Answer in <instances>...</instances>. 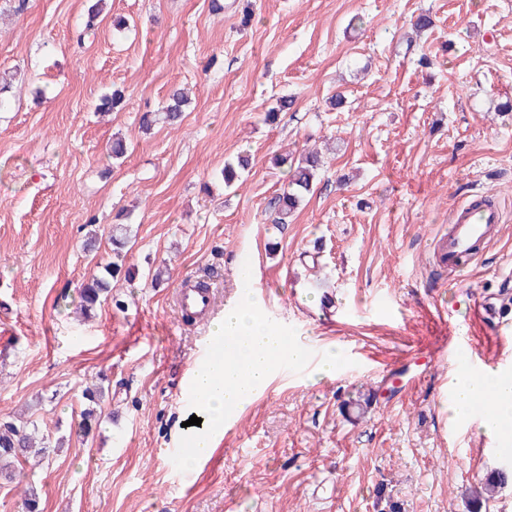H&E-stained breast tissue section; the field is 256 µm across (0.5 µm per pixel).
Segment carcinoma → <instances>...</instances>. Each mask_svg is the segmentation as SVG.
<instances>
[{
  "instance_id": "obj_1",
  "label": "carcinoma",
  "mask_w": 512,
  "mask_h": 512,
  "mask_svg": "<svg viewBox=\"0 0 512 512\" xmlns=\"http://www.w3.org/2000/svg\"><path fill=\"white\" fill-rule=\"evenodd\" d=\"M187 103L182 90L176 88L169 95V103L165 107L164 119L171 125L183 120L184 106ZM321 165L318 154L311 152L301 157L284 184L283 191L276 200L278 218L275 224L288 223L290 214L300 205L305 194L309 193L315 182L316 173ZM130 228L127 224L112 225L110 241L112 243L113 260L101 266L100 275L90 283L83 285L79 292V313L85 317H92L93 311L101 303V298L108 296L112 279L124 275L125 280L131 281L134 275L129 268H124L123 249L127 244ZM104 390L99 384H92L85 388L83 398L86 407L81 411V420L78 429L88 434L97 426L101 417L98 413ZM50 442L42 441L36 445L33 433L25 422L19 424L0 418V479L13 483L22 488L21 507L23 512H42L41 498L32 487H22L24 481V465L34 461L40 466L50 461ZM508 467L498 469L481 483L475 490L470 505V512H481V502L495 493L496 489L508 480Z\"/></svg>"
}]
</instances>
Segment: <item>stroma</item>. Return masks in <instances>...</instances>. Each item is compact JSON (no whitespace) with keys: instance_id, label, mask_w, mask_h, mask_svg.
I'll list each match as a JSON object with an SVG mask.
<instances>
[{"instance_id":"stroma-1","label":"stroma","mask_w":512,"mask_h":512,"mask_svg":"<svg viewBox=\"0 0 512 512\" xmlns=\"http://www.w3.org/2000/svg\"><path fill=\"white\" fill-rule=\"evenodd\" d=\"M89 5L28 0L17 13L0 0V70L16 73L0 94V417L27 412L58 445L26 473L44 512H380L382 496L401 512H469L512 450L451 419L458 367H423L412 384L375 369L414 365L455 332L512 360V112L500 109L512 0H224L220 14L211 0H107L80 46ZM422 13L433 26L418 35ZM175 85L189 91L181 125L142 130ZM115 89L121 106L95 112ZM313 147L316 189L275 225L280 159ZM240 156L249 165L225 188L220 171ZM479 195L501 208L502 235L449 276L436 245ZM121 211L136 277L81 321L79 290L110 260ZM246 263L268 317L315 356L356 365L315 384L279 372L206 464L182 472L184 378ZM160 266L170 278L155 287ZM186 280L213 288L211 320L183 323ZM467 297L501 316L469 312ZM98 379L101 424L82 436L81 392ZM365 396V417H347Z\"/></svg>"}]
</instances>
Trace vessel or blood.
<instances>
[{
	"label": "vessel or blood",
	"mask_w": 512,
	"mask_h": 512,
	"mask_svg": "<svg viewBox=\"0 0 512 512\" xmlns=\"http://www.w3.org/2000/svg\"><path fill=\"white\" fill-rule=\"evenodd\" d=\"M503 214L495 205L471 201L458 206L450 215L448 234L438 244L439 258L449 273H457L463 265L476 260L483 249L494 241L502 228ZM177 303L181 313L203 320L210 316L213 305L212 290H202L193 285L179 288ZM430 361L449 360L470 368L500 367L499 359H488L487 354L470 337L458 336L444 344Z\"/></svg>",
	"instance_id": "1"
}]
</instances>
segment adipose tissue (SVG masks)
Returning a JSON list of instances; mask_svg holds the SVG:
<instances>
[{"label": "adipose tissue", "instance_id": "obj_1", "mask_svg": "<svg viewBox=\"0 0 512 512\" xmlns=\"http://www.w3.org/2000/svg\"><path fill=\"white\" fill-rule=\"evenodd\" d=\"M481 394L493 395L494 411L482 423L485 431L503 432L512 423V375L497 370L464 373L458 376L454 389L452 416L469 419L475 398Z\"/></svg>", "mask_w": 512, "mask_h": 512}]
</instances>
